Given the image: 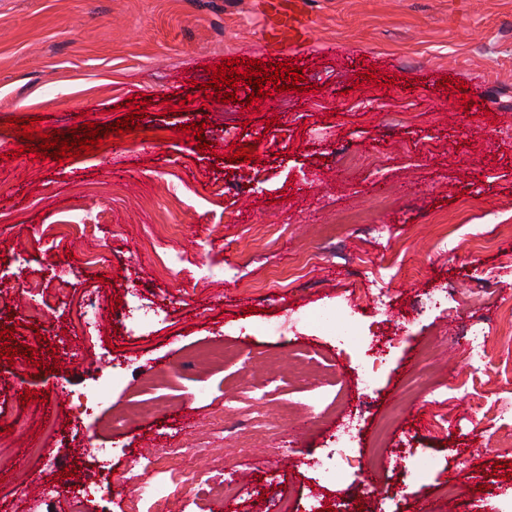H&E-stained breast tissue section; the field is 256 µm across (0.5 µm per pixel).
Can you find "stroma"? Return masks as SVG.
<instances>
[{"label":"stroma","instance_id":"obj_1","mask_svg":"<svg viewBox=\"0 0 512 512\" xmlns=\"http://www.w3.org/2000/svg\"><path fill=\"white\" fill-rule=\"evenodd\" d=\"M299 8L307 35L294 42L272 40L256 0H0V326L35 350L0 359V512H73L87 486L83 512H153L140 480L122 478L148 440L164 512L300 508L342 426L354 462L337 512H512V419L482 413L512 409L500 321L512 309V0ZM253 59L301 67L298 89L263 82L268 109L249 107ZM233 60L236 88H210ZM139 107L142 139L63 164L5 125L64 132ZM249 145L251 160L233 162ZM34 271L35 331L22 311ZM440 288L451 295L437 305ZM90 293L100 309L82 329ZM134 295L165 318L131 331ZM476 319L494 351L473 381ZM353 326L395 342L370 388ZM218 342L230 357L194 359ZM114 371L122 381L99 394ZM56 378L66 390L47 396ZM85 396L87 416L74 406ZM407 448L435 457L425 481L379 468Z\"/></svg>","mask_w":512,"mask_h":512}]
</instances>
